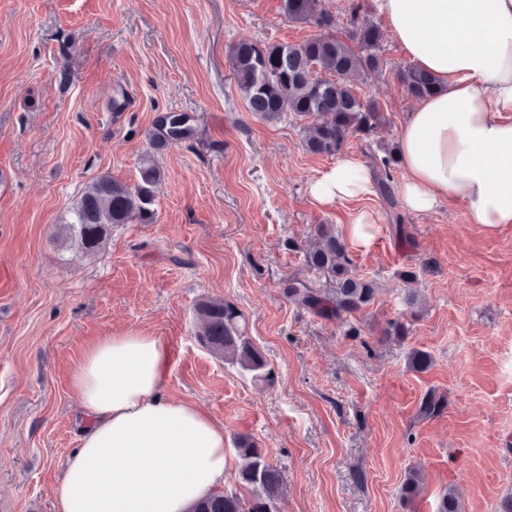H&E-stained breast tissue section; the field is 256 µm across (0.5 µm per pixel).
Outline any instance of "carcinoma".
Wrapping results in <instances>:
<instances>
[{"label": "carcinoma", "mask_w": 512, "mask_h": 512, "mask_svg": "<svg viewBox=\"0 0 512 512\" xmlns=\"http://www.w3.org/2000/svg\"><path fill=\"white\" fill-rule=\"evenodd\" d=\"M281 11L293 22L311 25L323 34L299 44L241 42L229 51L236 86L253 115L276 121L289 114L302 122V144L312 155L336 157L354 138L371 144L390 119L381 104L361 95L351 77L382 69L379 55L383 32L379 25L358 18L361 5L352 4L351 31L334 32L336 14L325 0H280ZM395 75L405 92L421 100L431 96L436 80L411 62L400 64ZM192 117L169 114L158 117L148 134L152 151L139 161L138 178L128 184L108 176L89 183L60 224L59 235L87 258L102 250L112 225L148 223L155 214L156 190L163 169L154 152L190 138ZM385 177L380 193L392 197V172L398 166L395 151L384 149L377 159ZM310 271L325 279L329 288L311 290L288 287V298L319 316L344 322L373 303L379 288L355 272L349 245L333 224H317L312 239L300 246ZM419 271L407 267L399 277L408 285L407 301L417 302ZM198 344L224 363L251 374L256 381L272 383L267 360L247 331L243 312L229 301L205 299L197 304ZM238 462L237 482L242 492L215 491L189 512H277L285 490L281 471L248 434L234 439ZM422 488V475L409 471L402 488L403 501L414 500Z\"/></svg>", "instance_id": "carcinoma-1"}]
</instances>
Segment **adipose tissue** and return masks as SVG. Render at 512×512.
Instances as JSON below:
<instances>
[{
	"label": "adipose tissue",
	"instance_id": "ef3b65f1",
	"mask_svg": "<svg viewBox=\"0 0 512 512\" xmlns=\"http://www.w3.org/2000/svg\"><path fill=\"white\" fill-rule=\"evenodd\" d=\"M407 58L439 82L407 113L397 155L407 208L465 205L488 232L512 227V0H370ZM311 196L373 193L345 157ZM170 350L140 332L89 341L70 387L88 417L55 488L57 512H189L224 482V427L164 391Z\"/></svg>",
	"mask_w": 512,
	"mask_h": 512
}]
</instances>
